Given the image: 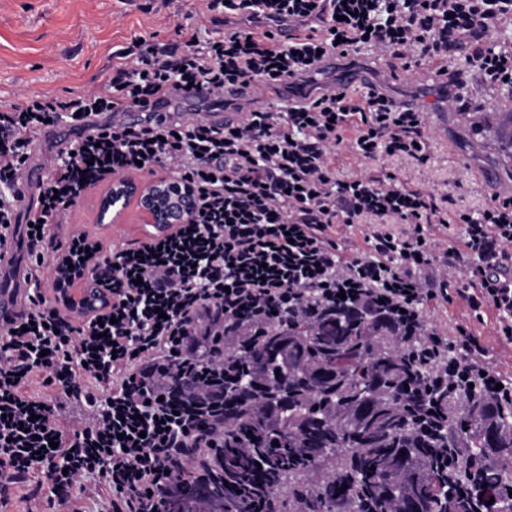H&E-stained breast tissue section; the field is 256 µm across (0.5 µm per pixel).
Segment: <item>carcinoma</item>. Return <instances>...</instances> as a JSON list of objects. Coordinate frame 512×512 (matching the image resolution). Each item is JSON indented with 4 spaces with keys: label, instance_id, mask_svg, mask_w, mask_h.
I'll list each match as a JSON object with an SVG mask.
<instances>
[{
    "label": "carcinoma",
    "instance_id": "obj_1",
    "mask_svg": "<svg viewBox=\"0 0 512 512\" xmlns=\"http://www.w3.org/2000/svg\"><path fill=\"white\" fill-rule=\"evenodd\" d=\"M421 340L308 300L245 329L219 367L191 363L167 393L217 430L190 450L220 463L195 483L210 512H238L257 484L276 512H512V410L470 388L448 401L412 355Z\"/></svg>",
    "mask_w": 512,
    "mask_h": 512
}]
</instances>
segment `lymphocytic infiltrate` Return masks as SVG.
Returning a JSON list of instances; mask_svg holds the SVG:
<instances>
[{
    "label": "lymphocytic infiltrate",
    "instance_id": "obj_1",
    "mask_svg": "<svg viewBox=\"0 0 512 512\" xmlns=\"http://www.w3.org/2000/svg\"><path fill=\"white\" fill-rule=\"evenodd\" d=\"M207 8L220 14L219 30L160 47L135 40L95 91L0 101V256L22 248L32 261L44 258L51 224L64 226L74 249L81 234L66 227L67 210L90 186L139 167L172 170L199 197L190 223L101 262L109 303L99 313L74 317L36 268L19 311L0 327V486L41 471L53 512H80L76 487L108 512H161L179 483L204 477L186 448L200 437L198 421L178 414L164 389L193 361L191 337L231 344L243 322L265 323L296 292L373 304L413 325H423L424 299L454 293L474 314L495 309L512 341V198L457 212L465 255L456 288L435 262L433 236L447 221L432 194L394 174L342 178L331 164L350 126L364 160L426 162L422 113L369 91L254 109L232 126L154 112L137 125L118 118L124 107L174 94L218 98L231 83L279 84L364 49L406 67L462 52L470 84L496 86L512 80V40L484 39L512 19V0H207ZM284 24L294 31L285 44L274 32ZM62 120L76 135L27 198L29 146ZM394 223L407 232H392ZM340 224L364 226L368 256L341 259ZM424 357L448 390L468 380L512 405V382L486 363L466 327L452 341L426 328ZM36 374L56 387L53 397L28 393ZM72 398L85 412L65 432L58 423Z\"/></svg>",
    "mask_w": 512,
    "mask_h": 512
}]
</instances>
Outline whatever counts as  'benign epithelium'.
<instances>
[{
  "label": "benign epithelium",
  "instance_id": "1",
  "mask_svg": "<svg viewBox=\"0 0 512 512\" xmlns=\"http://www.w3.org/2000/svg\"><path fill=\"white\" fill-rule=\"evenodd\" d=\"M98 222L123 224L130 207H135L138 223L146 238L172 232L188 223L197 207V191L189 181L175 175H114L100 200ZM89 248L75 259L69 254L52 259L63 301L72 309L89 313L104 303L107 291L100 278L97 241L85 239Z\"/></svg>",
  "mask_w": 512,
  "mask_h": 512
}]
</instances>
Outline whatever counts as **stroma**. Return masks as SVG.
Listing matches in <instances>:
<instances>
[{
  "label": "stroma",
  "mask_w": 512,
  "mask_h": 512,
  "mask_svg": "<svg viewBox=\"0 0 512 512\" xmlns=\"http://www.w3.org/2000/svg\"><path fill=\"white\" fill-rule=\"evenodd\" d=\"M207 35L216 28L205 0H0V101L21 104L30 98L76 97L97 89L135 39L168 44L180 28ZM340 65L368 72L392 99H416L424 111L428 142L426 163L383 156L366 162L348 147L353 131L336 152L340 177L393 172L412 188L442 201L445 214L477 211L493 199L512 197V144L503 133L512 113V88H480L470 95L471 109L444 107L440 61L419 59L415 73L384 82L397 60L360 52ZM497 171L488 180L487 171ZM103 185L88 190L66 219L70 227L101 241L103 252L136 246L138 224L116 226L96 221ZM428 326L455 337L457 326L479 336L492 366L512 380V342L498 334V315L485 309L475 316L459 297L436 299L424 307Z\"/></svg>",
  "instance_id": "35a3bbf8"
}]
</instances>
